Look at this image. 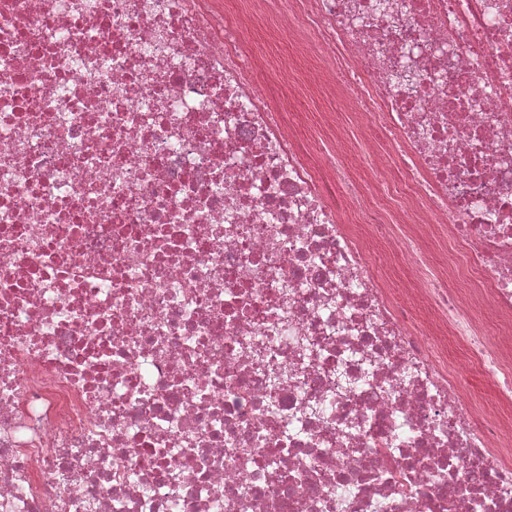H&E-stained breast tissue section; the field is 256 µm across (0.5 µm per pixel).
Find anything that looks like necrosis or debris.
<instances>
[{
  "label": "necrosis or debris",
  "mask_w": 512,
  "mask_h": 512,
  "mask_svg": "<svg viewBox=\"0 0 512 512\" xmlns=\"http://www.w3.org/2000/svg\"><path fill=\"white\" fill-rule=\"evenodd\" d=\"M0 512H512V0H0ZM243 38L250 42L263 45L270 56L279 62L280 69H272L266 64L259 72V79L267 97L279 106L280 118L284 126L293 133L296 147L305 155L307 161L316 167L322 166V159L318 153L310 149V138L313 132L314 116L322 110L324 104L317 108L302 105L298 98L291 99L284 106L283 100L288 96V87L284 82L285 65L298 71L307 83L316 79L313 61L295 51V43L290 40L288 33H277L271 27L254 28L246 26L242 29ZM375 156L387 161L388 177L390 179L400 177L399 160L396 157H388L386 152L380 149L379 141L373 136L356 131L352 151L348 154L346 160L348 165L360 174L367 175L370 173V165ZM448 372L462 374L471 388L476 387L486 393L492 391V383L489 380L482 378L465 365L460 350L453 340L448 343Z\"/></svg>",
  "instance_id": "4bbe7bcc"
}]
</instances>
